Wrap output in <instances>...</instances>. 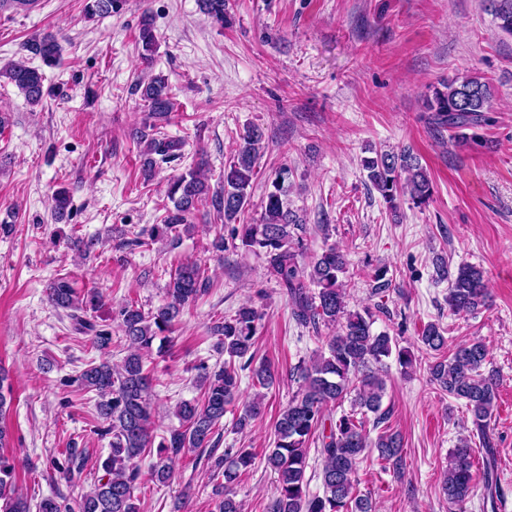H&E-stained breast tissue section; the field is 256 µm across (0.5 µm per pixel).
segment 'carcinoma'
Masks as SVG:
<instances>
[{
  "label": "carcinoma",
  "mask_w": 512,
  "mask_h": 512,
  "mask_svg": "<svg viewBox=\"0 0 512 512\" xmlns=\"http://www.w3.org/2000/svg\"><path fill=\"white\" fill-rule=\"evenodd\" d=\"M122 3L123 0H85V14L89 18L110 16L121 9ZM489 3L497 28L512 35V0H489ZM199 7L214 25L222 28L229 23L226 0H199ZM139 39L142 58L148 60L157 49V41L153 18L147 12L139 21ZM22 49L26 55L40 58L47 67L60 63V46L51 34L26 41ZM0 78L14 84L33 104L49 94V89L44 87L43 74L23 60L0 70ZM135 91L146 107V127L153 130L168 120L174 102L166 78L155 76L141 81ZM493 97L488 82L479 76L465 75L434 89L426 100V108L441 127L472 130L462 136L459 145H478L481 137L476 129L491 122L489 112ZM262 139L259 127L244 130L232 159L224 166V185L215 192L211 191L202 162L171 180L167 197L172 207L166 210L162 223L153 226L152 235L189 231L190 214L203 201L211 200L214 209L224 213V223L234 225L231 239L240 241L244 251L264 256L268 269L288 295L295 322L316 331L322 326L336 328V334L328 337L326 349L309 363L297 367L298 390L275 422L274 447L269 449L266 462L277 474V485L267 512H375L371 498L357 491L359 464L371 449L377 452V459L384 463V468L398 474L405 467L404 442L399 432L390 430L370 439L365 428L366 417L374 414V423L378 425L388 417V411L382 409L386 382L379 375L384 360L396 356L403 372L408 374L413 370V354L389 332H374V318L369 309H348L345 274L349 260L340 247L330 244L311 262L302 261L306 251L305 224L282 199L285 175L289 171L278 172L271 181L261 222L238 223L250 202ZM181 148L177 140L148 139L142 153L144 180H152L158 165ZM371 153L372 156L362 160V168L369 184L393 214L399 213L397 200L404 196L415 208L429 203L432 183L413 149H373ZM433 266L436 279L448 281L446 303L450 312L475 314L488 307L489 292L481 268L460 264L452 273L442 257L436 258ZM387 274L386 267H375L373 294L379 295L391 288ZM206 292L207 278L201 267L195 262H181L171 275L167 301L163 305L146 313L128 302L118 310L128 354L116 366L106 361L92 362L76 377L83 390L97 395V412L108 423L105 433L112 435V454L101 463L104 475L80 495L76 507L63 499L49 497L41 500L40 512H140L135 490L141 481V472L133 465V460L153 447L157 448V457L150 467L151 480L162 485L170 483L175 477L173 464L196 451L198 458L204 457L210 462V478H222L215 486V512H244V503L235 499L230 488L254 465L255 456L248 448H227L218 455V441L213 435L228 412H238L233 421L237 432L244 431L264 414V395L259 392L241 408H235L239 372L251 369L253 386L261 389L271 388L278 379V372L271 365H253L255 335L261 320L258 309L243 305L210 327L224 349V365L212 370L205 364L199 365L201 397L176 405L174 414L179 427L169 430L157 444L151 430L153 384L144 369V358L152 351L155 340H164L162 334L173 330L184 308ZM46 294L55 307L70 311L76 332L93 336L100 350L109 348L111 333L86 317L87 310L102 305L98 291L91 290L83 297L70 280L56 278L48 283ZM445 333L440 324L430 322L418 335V340L433 355L429 365L430 382L448 397L464 401L471 418L469 434L449 453L442 484L448 506L453 507L466 502L473 491L471 458L475 437L486 449L485 489L490 492L497 485L491 422L499 379L495 370L483 369L488 356L483 343L462 344L447 354ZM346 401L350 402V411L334 421H327L328 407ZM11 403V383L0 372V420L6 416ZM312 443L317 445L322 459L321 495L310 493L305 479ZM85 462L82 453L72 448L67 465L57 471L69 481L74 473L82 470ZM0 512H29L27 499L18 492L14 481V464L2 455Z\"/></svg>",
  "instance_id": "carcinoma-1"
}]
</instances>
